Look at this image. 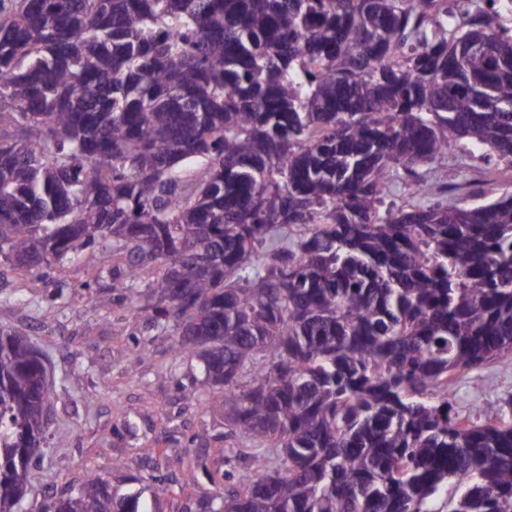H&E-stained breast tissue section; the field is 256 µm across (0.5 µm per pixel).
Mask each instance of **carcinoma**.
I'll return each instance as SVG.
<instances>
[{
    "instance_id": "1",
    "label": "carcinoma",
    "mask_w": 512,
    "mask_h": 512,
    "mask_svg": "<svg viewBox=\"0 0 512 512\" xmlns=\"http://www.w3.org/2000/svg\"><path fill=\"white\" fill-rule=\"evenodd\" d=\"M507 12L0 0V259L32 288L101 241L130 279L161 268L134 310L168 318L209 411L253 443L210 512H512V423L448 401L449 376L512 354V194L416 200L459 151L512 165ZM400 173L410 199L382 216ZM50 396L0 328V512L47 449ZM141 497L90 470L53 512Z\"/></svg>"
}]
</instances>
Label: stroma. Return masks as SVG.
<instances>
[{"label": "stroma", "instance_id": "35a3bbf8", "mask_svg": "<svg viewBox=\"0 0 512 512\" xmlns=\"http://www.w3.org/2000/svg\"><path fill=\"white\" fill-rule=\"evenodd\" d=\"M458 168L425 175L433 188L429 203L473 189L486 200L512 194V166L460 155ZM111 245L87 250L79 261L41 269L30 290L28 276L0 261V328L26 336L50 363L53 393L49 447L30 469L26 512L77 488L87 469L111 480L119 491L160 478L173 492L160 512H200L217 490H230L249 467L238 459L225 467L224 450L249 447L214 419L203 387L174 348L173 332L152 313L132 306L140 289L161 276L159 267L131 280L117 275ZM512 398V357L503 356L453 381L448 399L455 411L473 415L504 410ZM191 450L206 470L165 464L163 454ZM229 470L212 483L209 472Z\"/></svg>", "mask_w": 512, "mask_h": 512}]
</instances>
